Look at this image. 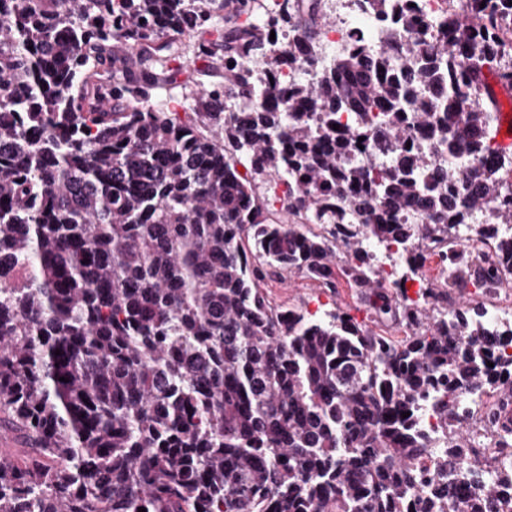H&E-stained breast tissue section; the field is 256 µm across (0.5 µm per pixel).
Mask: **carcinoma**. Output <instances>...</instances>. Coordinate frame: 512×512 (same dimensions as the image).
<instances>
[{
	"label": "carcinoma",
	"instance_id": "carcinoma-1",
	"mask_svg": "<svg viewBox=\"0 0 512 512\" xmlns=\"http://www.w3.org/2000/svg\"><path fill=\"white\" fill-rule=\"evenodd\" d=\"M320 2L278 22L314 47ZM362 2L389 32L415 25L405 0ZM479 2L444 19L436 66L388 34L278 99L243 57L268 74L317 57L268 52L252 0H0V419L35 444L0 461V512H512V464L462 471L457 399L512 398V360L487 365L512 327L478 305L448 314V289L494 279L456 248L492 203L475 231L512 259V156L424 174L439 150L498 151L486 72L512 84L495 63L512 0ZM214 25L199 50L223 51L224 82L183 118L167 64ZM345 112L367 123L353 137L333 129ZM416 124L431 151L408 150ZM373 131L381 153L358 156ZM258 179L287 184L282 215ZM414 202L425 222L391 223ZM372 241L439 253L448 279L407 304ZM279 270L344 277L405 336L271 304L261 283ZM422 403L448 432L429 466ZM494 428L512 451L497 412Z\"/></svg>",
	"mask_w": 512,
	"mask_h": 512
}]
</instances>
